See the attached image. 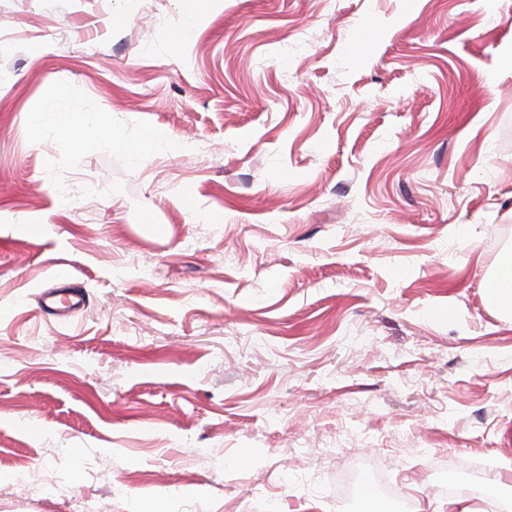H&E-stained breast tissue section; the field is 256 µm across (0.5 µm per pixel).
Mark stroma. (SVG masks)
I'll return each mask as SVG.
<instances>
[{"label":"stroma","mask_w":512,"mask_h":512,"mask_svg":"<svg viewBox=\"0 0 512 512\" xmlns=\"http://www.w3.org/2000/svg\"><path fill=\"white\" fill-rule=\"evenodd\" d=\"M182 22L0 0V512H433L470 469L512 501V0ZM63 132L68 138L72 148L76 149L86 138L96 134L104 138L109 133L108 120L106 115H101L98 126L90 130L82 120L80 113L71 112L62 125ZM161 141H167L165 135L160 131L151 129L148 130L139 141L124 143L123 148L132 158H138L143 153L152 150L153 147ZM62 292L56 298L53 292L46 293L43 296L44 307L55 311L58 315H67L69 312L78 310L85 305L82 294L72 293L69 295L67 290H62Z\"/></svg>","instance_id":"35a3bbf8"}]
</instances>
